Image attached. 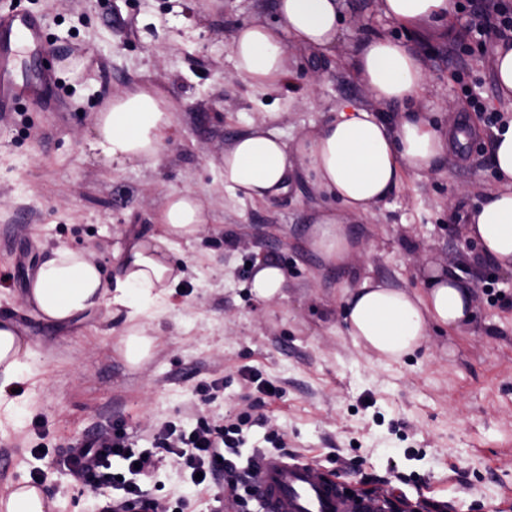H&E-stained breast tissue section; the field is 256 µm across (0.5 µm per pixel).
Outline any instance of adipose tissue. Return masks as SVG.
Returning <instances> with one entry per match:
<instances>
[{
    "mask_svg": "<svg viewBox=\"0 0 512 512\" xmlns=\"http://www.w3.org/2000/svg\"><path fill=\"white\" fill-rule=\"evenodd\" d=\"M276 10V23L239 24L229 45L236 74L260 91L291 83L292 51L328 54L340 35V0H277ZM379 10L411 30L443 29L452 23L454 2L379 0ZM348 65L372 108L339 103L318 129L292 146L275 126L276 113H269L225 147L220 163L225 188L255 201L286 192L290 173L302 169L331 202L310 232L312 249L331 265L352 254L347 216L368 217L403 173L439 170L453 142L465 140L458 128L441 130L420 109L427 73L421 57L405 44L384 35L362 39ZM173 131V113L163 96L148 88L126 90L114 93L109 109L94 115L90 147L117 165L154 163ZM492 161L502 187L469 214L467 232L488 259L512 270V121L496 130ZM157 220L161 234L130 237L117 251L111 279L85 252L57 247L31 279L26 306L53 324L110 306L125 308L132 321L146 315L184 277L185 262L173 252L200 238L209 214L192 192L177 191L168 194ZM425 274L421 296L373 280L350 292L345 321L355 344L379 360L397 362L422 345L430 326L453 329L472 319V282L437 266ZM32 354L30 342L0 322V401L21 380Z\"/></svg>",
    "mask_w": 512,
    "mask_h": 512,
    "instance_id": "1",
    "label": "adipose tissue"
}]
</instances>
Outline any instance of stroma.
<instances>
[{"instance_id":"35a3bbf8","label":"stroma","mask_w":512,"mask_h":512,"mask_svg":"<svg viewBox=\"0 0 512 512\" xmlns=\"http://www.w3.org/2000/svg\"><path fill=\"white\" fill-rule=\"evenodd\" d=\"M47 34L36 63L55 82L38 102L0 112V321L20 315L34 350L20 390L0 403V499L43 472L48 512H97L106 490L59 466L76 439L122 420L139 447L168 420L194 426L256 417L248 446L283 436L288 454L333 473L351 490L390 500L446 503L447 512H512V272L486 259L466 217L499 181L483 112L462 89L476 86L486 109L512 118L499 95L492 46L463 60L450 40L415 34L383 17L378 0H342V33L331 54L296 51V88L260 93L239 78L230 37L242 22L276 18V0H18ZM384 34L420 54L430 75L422 111L438 125L465 120L467 140L440 170L403 174L390 196L349 230L362 248L341 266L308 246L324 200L303 171L287 192L264 201L224 188L225 144L249 123L277 113L295 144L337 102H370L342 64L365 35ZM321 81L305 94L309 75ZM149 85L172 105L175 133L157 162L118 166L91 151L92 120L113 93ZM191 191L211 218L200 239L180 245L185 277L168 301L143 316L152 357L132 368L122 349L124 312L103 310L64 325L21 302L53 249L94 242L89 259L114 274L130 234L157 235L168 194ZM285 272L280 296L257 300L252 263ZM474 285L473 318L430 329L422 348L384 365L356 346L343 302L364 279L422 293L427 264ZM273 382L281 396L259 405L243 371ZM223 378L224 396L203 403L199 389ZM149 498L180 512H240L212 489L195 492L171 463L146 481Z\"/></svg>"}]
</instances>
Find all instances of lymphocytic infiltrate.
Masks as SVG:
<instances>
[{
  "instance_id": "f902f5d3",
  "label": "lymphocytic infiltrate",
  "mask_w": 512,
  "mask_h": 512,
  "mask_svg": "<svg viewBox=\"0 0 512 512\" xmlns=\"http://www.w3.org/2000/svg\"><path fill=\"white\" fill-rule=\"evenodd\" d=\"M461 9L469 17L464 33L478 46H485L491 34L512 40V7L505 0H464ZM248 426L244 418L201 422L191 428L169 421L154 431L152 447L142 449L115 422L82 437L65 464L92 485L109 488L101 512H157L156 502L146 497L139 481L156 475L159 455L191 476L196 491L222 486L235 496L245 487L239 449Z\"/></svg>"
}]
</instances>
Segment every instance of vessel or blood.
I'll return each mask as SVG.
<instances>
[{
	"label": "vessel or blood",
	"mask_w": 512,
	"mask_h": 512,
	"mask_svg": "<svg viewBox=\"0 0 512 512\" xmlns=\"http://www.w3.org/2000/svg\"><path fill=\"white\" fill-rule=\"evenodd\" d=\"M44 41L45 32L36 15L10 9L0 25V109L13 108L27 90L51 84V69L26 66ZM311 468V463L274 451L260 453L258 470L264 480L258 497L263 512H388L384 499L349 494L334 476H311Z\"/></svg>",
	"instance_id": "obj_1"
}]
</instances>
